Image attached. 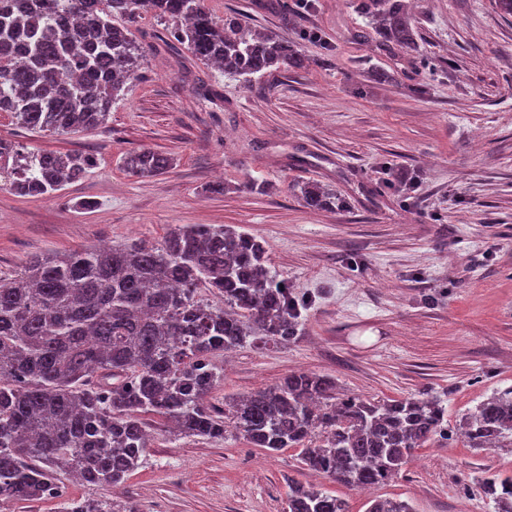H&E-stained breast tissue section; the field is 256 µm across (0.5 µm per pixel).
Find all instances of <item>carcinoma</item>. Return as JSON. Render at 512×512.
Here are the masks:
<instances>
[{
  "label": "carcinoma",
  "instance_id": "cac0c4a2",
  "mask_svg": "<svg viewBox=\"0 0 512 512\" xmlns=\"http://www.w3.org/2000/svg\"><path fill=\"white\" fill-rule=\"evenodd\" d=\"M204 0H31L0 7V112L39 133L103 125L140 65V47L120 20L144 9L198 61L250 80L295 69L305 58L236 13L217 22ZM377 46L409 50L415 30L405 0H360ZM28 61L20 62L16 53ZM125 170L151 177L171 166L148 149L129 152ZM81 153H56L0 139V186L44 196L83 179ZM311 210L342 200L317 184L300 187ZM205 288L220 308L198 295ZM301 304L268 266L252 236L224 224H179L163 242L139 240L32 258L0 281V505L59 498V476L117 486L150 448L143 416L185 435L224 438L231 426L255 448L301 449L306 469L363 489L383 483L416 448L449 440L437 398L375 400L342 394L327 376L297 373L216 412L207 396L224 379L217 359L245 345L298 336ZM472 448L512 447V388L460 420ZM484 492L512 512V477L489 474ZM63 512H137L131 502H64ZM288 512H350L346 500L288 481ZM366 512H415L398 498Z\"/></svg>",
  "mask_w": 512,
  "mask_h": 512
}]
</instances>
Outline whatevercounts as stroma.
<instances>
[{
	"instance_id": "1",
	"label": "stroma",
	"mask_w": 512,
	"mask_h": 512,
	"mask_svg": "<svg viewBox=\"0 0 512 512\" xmlns=\"http://www.w3.org/2000/svg\"><path fill=\"white\" fill-rule=\"evenodd\" d=\"M216 20L235 11L305 57L300 70L250 82L224 77L173 42L142 11L127 27L143 59L108 122L79 134L30 133L0 113V138L95 160L55 194L0 188V277L34 256L135 240L162 241L178 224H230L261 241L268 264L302 302V334L247 345L224 359L208 396L225 400L307 371L374 399L440 398L448 426L512 387V17L490 0H410L413 49L363 41L353 0H307L294 26L260 0H204ZM393 72L377 82L371 69ZM172 160L138 177L132 150ZM414 176L400 190L396 173ZM315 182L344 207L312 211ZM222 183L229 190L211 193ZM93 201L90 209L82 201ZM151 446L119 487L66 481L69 497L128 500L138 512H288V482L322 485L350 512L376 498L415 512H497L479 480L512 476V448L430 441L371 492L321 480L299 451L178 436L147 416Z\"/></svg>"
}]
</instances>
